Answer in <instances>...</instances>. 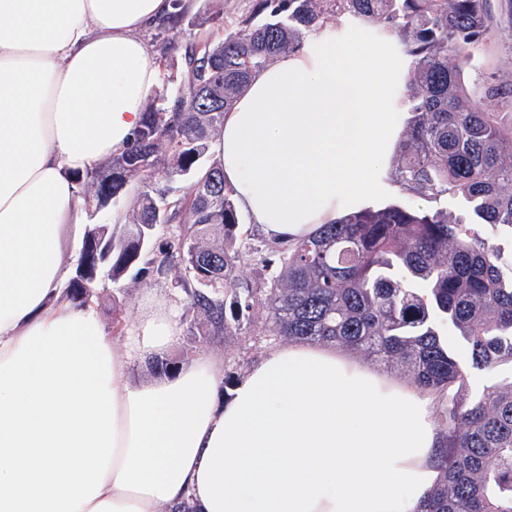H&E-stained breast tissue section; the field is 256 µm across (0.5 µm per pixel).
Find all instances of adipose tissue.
<instances>
[{"instance_id": "ef3b65f1", "label": "adipose tissue", "mask_w": 512, "mask_h": 512, "mask_svg": "<svg viewBox=\"0 0 512 512\" xmlns=\"http://www.w3.org/2000/svg\"><path fill=\"white\" fill-rule=\"evenodd\" d=\"M172 0H0V512H415L439 478L432 395L332 347L270 351L224 388L173 309L113 342L62 301L87 213L71 174L126 147L161 65L143 34ZM399 68L364 34L306 35L256 73L212 142L238 206L293 244L392 187Z\"/></svg>"}]
</instances>
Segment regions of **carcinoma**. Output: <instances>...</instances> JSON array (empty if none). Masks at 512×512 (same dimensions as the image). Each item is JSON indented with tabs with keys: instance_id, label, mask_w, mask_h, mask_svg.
Masks as SVG:
<instances>
[{
	"instance_id": "obj_1",
	"label": "carcinoma",
	"mask_w": 512,
	"mask_h": 512,
	"mask_svg": "<svg viewBox=\"0 0 512 512\" xmlns=\"http://www.w3.org/2000/svg\"><path fill=\"white\" fill-rule=\"evenodd\" d=\"M182 0L156 27L167 81L145 105L127 147L73 174L84 207L112 197L124 224H91L95 251L79 252L63 296L75 305L113 285L122 310L130 278L175 271L185 305L186 354L199 336H276L330 345L409 376L448 399L440 415L437 483L417 512H512V381L471 389L470 380L512 363V255L493 243L512 231V124L492 103L512 105V78L485 79L472 99L465 70L490 32L487 0H254L253 16L218 43L166 34L187 16ZM349 14L395 35L411 58L409 118L391 178L430 202L453 195L473 214L401 204L364 208L292 245L242 229L224 172L206 159L224 112L253 73L302 47L305 31ZM186 182L183 194L176 184ZM263 305L262 326L252 318ZM456 335L460 349L448 345Z\"/></svg>"
}]
</instances>
